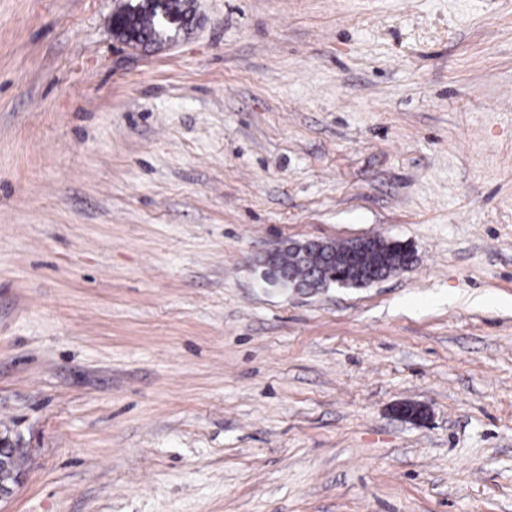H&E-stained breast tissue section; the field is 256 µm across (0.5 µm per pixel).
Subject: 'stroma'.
<instances>
[{
	"label": "stroma",
	"mask_w": 512,
	"mask_h": 512,
	"mask_svg": "<svg viewBox=\"0 0 512 512\" xmlns=\"http://www.w3.org/2000/svg\"><path fill=\"white\" fill-rule=\"evenodd\" d=\"M121 2L0 0V512H512V0ZM133 1L135 3H133ZM188 0H130L114 12L132 23L140 43L156 46L165 43L177 26L187 17ZM127 45L142 47L136 38L125 37ZM373 241H377V242L383 241L384 243H386L388 245H395L400 249L401 254L403 256V263L401 266V270L408 268L412 264L414 255L407 244H405L401 241L384 238V237H381V238L380 237L379 238H377V237H362V238L352 239V245H355V247L351 251L350 256H352L354 253L360 252L364 247L372 244ZM331 263L323 254H315L313 251L305 258L295 257L288 247L282 250L280 265L284 268L287 278L277 284L303 283L309 280L312 271L318 267L320 270ZM355 261L357 264L346 265L344 267L348 277H356L359 270L378 274L365 276L362 280L363 285L381 281L385 279L386 276L398 271V267L395 264L396 257L387 256L386 253L380 254L372 252L370 254H363L356 258ZM10 432L5 433L0 441L3 442V447L0 448V501L9 499L18 487L23 482V472H15V453L22 451L24 448L18 447L12 453H7L14 448L13 443L8 439Z\"/></svg>",
	"instance_id": "1"
}]
</instances>
